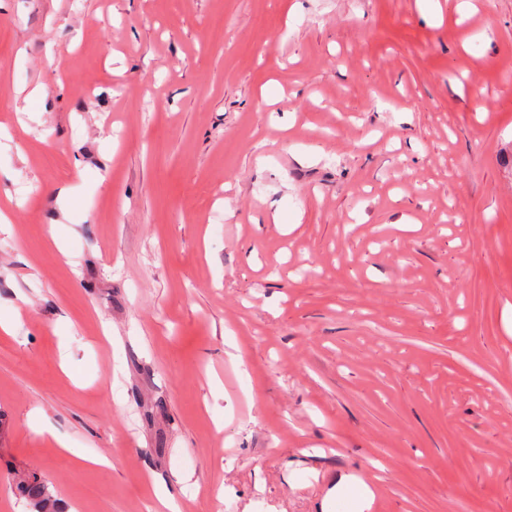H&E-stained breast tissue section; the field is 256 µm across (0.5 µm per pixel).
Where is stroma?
<instances>
[{"instance_id": "stroma-1", "label": "stroma", "mask_w": 512, "mask_h": 512, "mask_svg": "<svg viewBox=\"0 0 512 512\" xmlns=\"http://www.w3.org/2000/svg\"><path fill=\"white\" fill-rule=\"evenodd\" d=\"M4 200L0 512H512V0H0ZM16 490L33 512H59L48 484L34 473L17 474Z\"/></svg>"}]
</instances>
